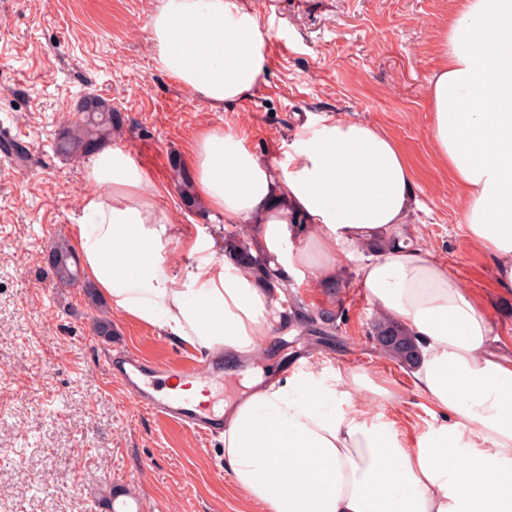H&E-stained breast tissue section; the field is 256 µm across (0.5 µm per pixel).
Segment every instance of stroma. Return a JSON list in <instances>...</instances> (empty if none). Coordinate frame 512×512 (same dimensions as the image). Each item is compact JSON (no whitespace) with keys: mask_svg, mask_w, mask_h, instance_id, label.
I'll list each match as a JSON object with an SVG mask.
<instances>
[{"mask_svg":"<svg viewBox=\"0 0 512 512\" xmlns=\"http://www.w3.org/2000/svg\"><path fill=\"white\" fill-rule=\"evenodd\" d=\"M459 2L277 0L268 9L249 0L271 37L287 35L289 50L269 60L255 94L215 111L154 64L149 20L160 0H0V136L34 158L21 166L0 154V512H80L107 482L130 490L142 512H264L225 470L222 437L204 446L169 429L105 369L120 347L160 360L184 347L81 286L57 283L45 264L51 245L71 238L88 189L85 159L52 149L83 95L121 114L123 132L111 144L135 154L175 228L219 243L227 224L210 208L188 210L170 168L199 131L233 128L271 160L309 119L379 126L417 170L422 207L408 226L411 242L448 262L484 301L495 334L512 338V294L498 291L490 261L459 230L462 201L428 136L427 79ZM365 258L339 261V294L313 275L290 285L296 304L276 327L274 349L249 367L274 378L287 369L359 368L399 386L380 410L411 444L442 418L370 333L377 309L359 286ZM302 313L317 316L316 335L303 334ZM101 317L111 335L96 332Z\"/></svg>","mask_w":512,"mask_h":512,"instance_id":"stroma-1","label":"stroma"}]
</instances>
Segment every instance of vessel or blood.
Returning a JSON list of instances; mask_svg holds the SVG:
<instances>
[{
    "label": "vessel or blood",
    "instance_id": "1",
    "mask_svg": "<svg viewBox=\"0 0 512 512\" xmlns=\"http://www.w3.org/2000/svg\"><path fill=\"white\" fill-rule=\"evenodd\" d=\"M219 363L216 357L205 366L194 362H162L121 349L109 359L107 372L128 389L140 409L173 430H192L204 441L224 431V405L220 400L224 380L218 372ZM175 377L202 385L211 394V401L198 405L189 396L170 392L168 382Z\"/></svg>",
    "mask_w": 512,
    "mask_h": 512
}]
</instances>
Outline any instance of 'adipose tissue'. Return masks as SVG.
I'll return each mask as SVG.
<instances>
[{"label": "adipose tissue", "instance_id": "obj_1", "mask_svg": "<svg viewBox=\"0 0 512 512\" xmlns=\"http://www.w3.org/2000/svg\"><path fill=\"white\" fill-rule=\"evenodd\" d=\"M159 70L212 109L251 96L266 42L245 0H162L150 18ZM429 137L460 193L459 227L512 291V0H461L428 81ZM193 192L226 223L251 225L280 276L334 280L359 268L378 310L415 338L413 390L443 424L401 442L377 400L391 389L348 369L298 370L256 387L226 415L224 467L266 512H512V353L448 264L408 243L418 200L400 143L357 120L304 124L267 161L231 128L188 147ZM73 244L101 296L126 317L228 368L261 356L277 318L271 293L209 237L177 233L146 171L107 147L86 165ZM187 254L173 268L168 256Z\"/></svg>", "mask_w": 512, "mask_h": 512}]
</instances>
